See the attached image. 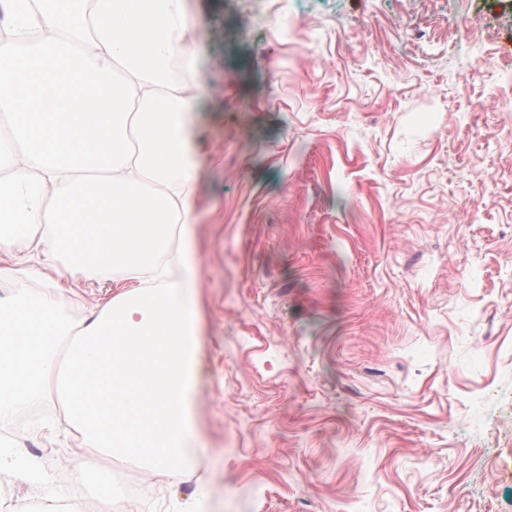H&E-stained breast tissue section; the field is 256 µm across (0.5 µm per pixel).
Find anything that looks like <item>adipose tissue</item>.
Segmentation results:
<instances>
[{
  "instance_id": "adipose-tissue-1",
  "label": "adipose tissue",
  "mask_w": 512,
  "mask_h": 512,
  "mask_svg": "<svg viewBox=\"0 0 512 512\" xmlns=\"http://www.w3.org/2000/svg\"><path fill=\"white\" fill-rule=\"evenodd\" d=\"M182 2L41 0L39 39L0 45V252L141 281L72 335L62 288L0 298V423L57 401L75 469L120 459L178 473L195 439L191 396L206 371L197 270L184 252L181 279L157 264L197 207L198 65Z\"/></svg>"
}]
</instances>
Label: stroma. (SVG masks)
Instances as JSON below:
<instances>
[{"label":"stroma","instance_id":"obj_1","mask_svg":"<svg viewBox=\"0 0 512 512\" xmlns=\"http://www.w3.org/2000/svg\"><path fill=\"white\" fill-rule=\"evenodd\" d=\"M186 7L200 440L178 477L75 488L44 402L0 425V512H512V0ZM0 266L3 298L60 282L69 321L135 285Z\"/></svg>","mask_w":512,"mask_h":512}]
</instances>
